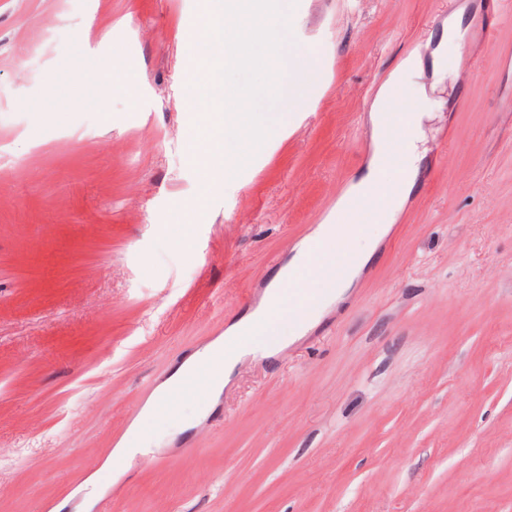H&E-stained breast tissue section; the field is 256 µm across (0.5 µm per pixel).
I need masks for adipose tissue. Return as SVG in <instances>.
Listing matches in <instances>:
<instances>
[{"instance_id": "obj_1", "label": "adipose tissue", "mask_w": 512, "mask_h": 512, "mask_svg": "<svg viewBox=\"0 0 512 512\" xmlns=\"http://www.w3.org/2000/svg\"><path fill=\"white\" fill-rule=\"evenodd\" d=\"M374 151L360 178L352 183V195L372 194L375 220L372 224H352L346 205H338L326 224L306 238L267 288L260 304L232 324L222 339L201 353L185 360L157 395L156 404L180 407L186 397L194 396L202 405H210L230 382L237 368L247 360L275 356L285 346L286 337L300 338L319 320L324 305L341 297L351 286L360 267L373 253V238L391 224L402 193L410 192L419 174L412 141H404L406 162L396 177L401 194L373 195L374 184L383 183L385 125L381 113L370 117ZM353 247L354 266L339 281H331L330 270L336 262L335 242ZM220 359L221 373L212 377L207 371L212 359Z\"/></svg>"}]
</instances>
